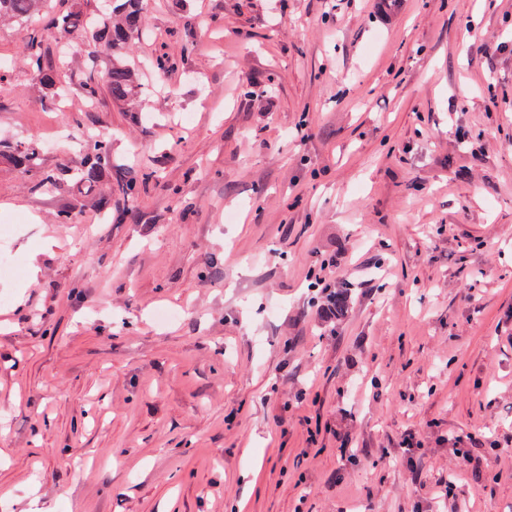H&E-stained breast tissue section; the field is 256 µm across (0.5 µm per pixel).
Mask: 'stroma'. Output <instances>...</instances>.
<instances>
[{"label": "stroma", "instance_id": "obj_1", "mask_svg": "<svg viewBox=\"0 0 512 512\" xmlns=\"http://www.w3.org/2000/svg\"><path fill=\"white\" fill-rule=\"evenodd\" d=\"M144 6L141 112L83 47L44 106L0 23V141L53 168L79 121L137 183L103 214L0 163V512H512V0ZM334 262L332 259H322L318 268L311 267L306 275L308 281H314L310 284L313 292H317L316 296L312 297V304L317 306L318 309L323 307L324 302L329 300L333 290L331 284L327 282L329 275L336 273L333 272ZM356 294V288H350L347 284L336 288V295L334 299L328 303L326 307V314L333 316L334 319L329 324L339 325L342 320L347 316L350 305L353 303Z\"/></svg>", "mask_w": 512, "mask_h": 512}]
</instances>
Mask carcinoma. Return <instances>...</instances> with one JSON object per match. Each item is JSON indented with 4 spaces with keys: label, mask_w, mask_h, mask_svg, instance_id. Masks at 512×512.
Listing matches in <instances>:
<instances>
[{
    "label": "carcinoma",
    "mask_w": 512,
    "mask_h": 512,
    "mask_svg": "<svg viewBox=\"0 0 512 512\" xmlns=\"http://www.w3.org/2000/svg\"><path fill=\"white\" fill-rule=\"evenodd\" d=\"M54 0H0V20L15 21L31 30L25 46V56L32 79L50 93V102L57 105L66 94V84L59 78L54 63V52L38 34L37 26L43 19L51 18L60 36L77 45L83 43L84 34L93 29L92 38L97 52L109 60L106 85L92 77L81 85V92L93 104L105 92L128 112H136L143 87L139 82L138 68L130 60L133 42L142 27L143 0H104L105 6L88 14L80 4L68 10L53 12ZM84 157L79 165H63L55 170L44 168L42 149L34 142L5 146L0 144V160L24 175L34 177L32 189L43 191L50 187L62 188L73 181L79 190L96 199L99 207L112 210V195L131 198L136 191L133 181H120L116 191H100V184L112 169V143L105 139L91 138L81 141ZM356 289L346 285L336 289L334 299L328 303L326 314L333 317L332 324L339 325L347 316Z\"/></svg>",
    "instance_id": "cac0c4a2"
}]
</instances>
